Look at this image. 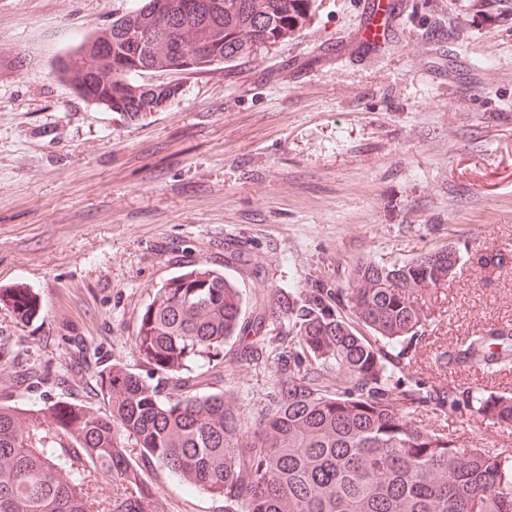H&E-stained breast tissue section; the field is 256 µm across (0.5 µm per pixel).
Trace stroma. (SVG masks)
I'll return each mask as SVG.
<instances>
[{"label": "stroma", "instance_id": "stroma-1", "mask_svg": "<svg viewBox=\"0 0 512 512\" xmlns=\"http://www.w3.org/2000/svg\"><path fill=\"white\" fill-rule=\"evenodd\" d=\"M382 49L359 35L362 0H316L260 54L147 73L177 96L135 122L80 97L53 63L134 0H0V288L31 289L36 317L0 304V404H101L119 364L146 374L137 320L170 277L206 266L265 315L259 358L224 347L225 389L254 413L277 379L288 320L268 295L345 287L362 258L392 263L451 244L463 261L428 297L431 322L395 370L402 385L491 375L436 354L512 324V273L485 283L468 257L512 248V0H402ZM461 444L512 453V434L435 410ZM163 512L224 503L158 470Z\"/></svg>", "mask_w": 512, "mask_h": 512}]
</instances>
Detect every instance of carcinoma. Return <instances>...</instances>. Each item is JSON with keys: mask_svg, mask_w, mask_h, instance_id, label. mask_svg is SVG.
<instances>
[{"mask_svg": "<svg viewBox=\"0 0 512 512\" xmlns=\"http://www.w3.org/2000/svg\"><path fill=\"white\" fill-rule=\"evenodd\" d=\"M314 0H142L109 30L57 58L55 71L86 100L136 121L178 86L150 84L155 69L228 64L288 38ZM451 244L407 261L356 262L346 287L324 281L272 296L291 323L279 379L257 416L222 386L224 344L239 358L263 349L262 322L224 273L197 267L154 289L133 337L152 366L142 377L112 366L104 410L73 402L0 405V512H94L92 473L112 482L101 512H161L147 477L166 470L224 500V512H512V454L428 429L424 410L464 409L512 433V397L482 387L401 388L393 378L423 333L427 292L455 273ZM481 272L512 273V249L469 256ZM26 288L0 293L22 319L39 312ZM494 373L512 364L508 337L467 336L436 356Z\"/></svg>", "mask_w": 512, "mask_h": 512, "instance_id": "1", "label": "carcinoma"}]
</instances>
